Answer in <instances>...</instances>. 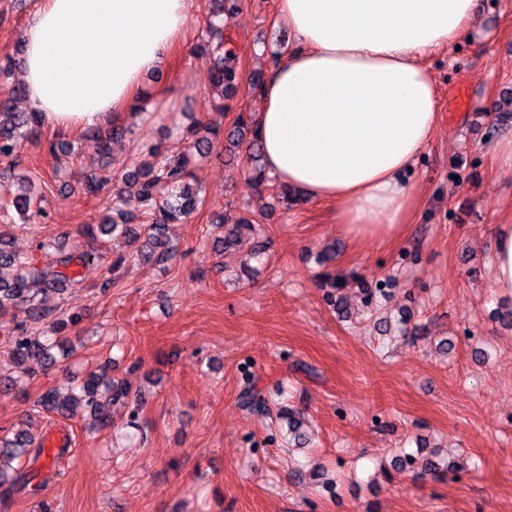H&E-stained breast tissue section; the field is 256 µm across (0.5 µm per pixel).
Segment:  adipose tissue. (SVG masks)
I'll list each match as a JSON object with an SVG mask.
<instances>
[{
	"instance_id": "ef3b65f1",
	"label": "adipose tissue",
	"mask_w": 512,
	"mask_h": 512,
	"mask_svg": "<svg viewBox=\"0 0 512 512\" xmlns=\"http://www.w3.org/2000/svg\"><path fill=\"white\" fill-rule=\"evenodd\" d=\"M474 0H276L292 48L264 82L257 132L270 175L336 205L351 235L395 237L412 199L401 176L430 142V53L466 33ZM191 0H40L18 67L42 123L67 136L129 113L165 67ZM494 286L512 293V222L492 238Z\"/></svg>"
}]
</instances>
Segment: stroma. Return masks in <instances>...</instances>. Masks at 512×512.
<instances>
[{
    "label": "stroma",
    "mask_w": 512,
    "mask_h": 512,
    "mask_svg": "<svg viewBox=\"0 0 512 512\" xmlns=\"http://www.w3.org/2000/svg\"><path fill=\"white\" fill-rule=\"evenodd\" d=\"M38 2L0 0V52L21 42ZM475 2L468 35L426 59L438 123L404 175L415 203L398 238L344 235L335 205L305 196L284 208L258 192L245 149L221 139L195 164L203 202L171 225L172 261L133 263L116 283L107 256L77 268L82 286L66 300L44 299L80 314L60 334L67 358L31 362L18 376L8 338L25 312L0 310V376L19 379L0 390V431L70 436L40 490L0 495V512H512V329L493 317L503 296L492 273V228L512 220V169L497 151L512 121L491 123L512 96V0ZM208 12L209 0H193L186 50L160 81L144 77L154 114L111 139L101 193H82L77 156L48 153L49 128L20 140L19 168L40 178L47 216L1 217L12 250L41 265L95 248L88 227L111 207L123 172L151 164L152 147L198 121L224 132L239 113L258 114L249 79L291 41L275 0H237L229 15L249 79L224 110L212 105L198 55ZM259 207L256 234L217 247V217ZM330 244V269L348 283L343 312L318 279ZM373 309L388 316L382 328ZM104 364L130 390L106 430L91 431L85 411L30 416L43 391ZM251 380L270 402L304 412L312 447H287L240 406ZM430 458L438 471L425 469Z\"/></svg>",
    "instance_id": "obj_1"
}]
</instances>
